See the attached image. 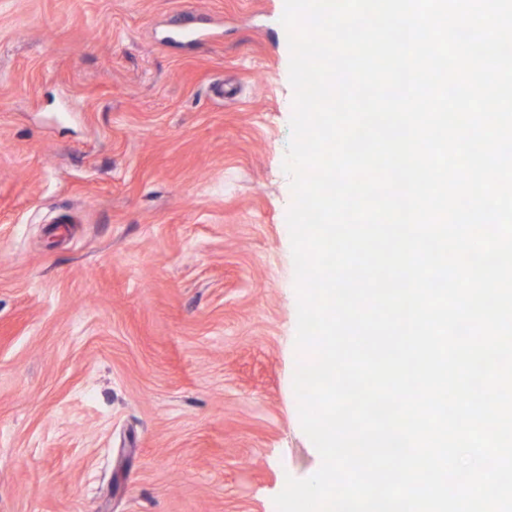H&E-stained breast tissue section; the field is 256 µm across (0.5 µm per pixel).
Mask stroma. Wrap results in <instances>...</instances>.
Listing matches in <instances>:
<instances>
[{"label":"stroma","instance_id":"35a3bbf8","mask_svg":"<svg viewBox=\"0 0 512 512\" xmlns=\"http://www.w3.org/2000/svg\"><path fill=\"white\" fill-rule=\"evenodd\" d=\"M283 12L0 0V512H277L319 469Z\"/></svg>","mask_w":512,"mask_h":512}]
</instances>
